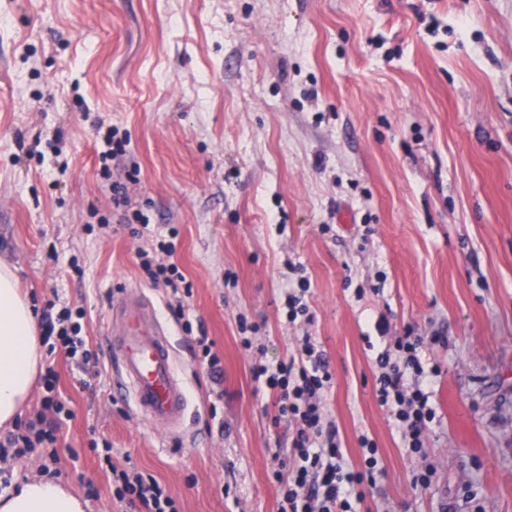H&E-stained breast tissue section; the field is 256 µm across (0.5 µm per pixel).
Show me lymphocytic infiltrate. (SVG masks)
Segmentation results:
<instances>
[{"label":"lymphocytic infiltrate","mask_w":512,"mask_h":512,"mask_svg":"<svg viewBox=\"0 0 512 512\" xmlns=\"http://www.w3.org/2000/svg\"><path fill=\"white\" fill-rule=\"evenodd\" d=\"M173 243L158 241L154 251H139V268L150 283L168 288L170 305L177 316L185 314V298L191 287L175 264H165L157 253H172ZM83 311L62 308L56 317L46 318L45 336L50 352H61L79 367L93 357L82 334ZM376 397L403 439L407 456L420 458L436 409L431 402L430 384L440 367L430 362L422 337L404 330L391 337L375 359ZM251 377L257 390L273 398L279 418L294 425L291 462L287 472H274L279 485L278 512H356L369 489L375 486L383 467L375 443L360 435L362 459L351 464L345 457L339 431L327 421L323 406L325 393L333 386L323 350L314 337L304 336L295 354L274 362L255 360ZM45 394L42 409L25 423L23 430L10 434L0 445V464L32 452H40L45 472L55 471L58 453V425L46 422L47 410L63 411L55 368L42 377ZM114 496L137 507L139 512H178L174 499L152 475L135 470H113Z\"/></svg>","instance_id":"lymphocytic-infiltrate-1"}]
</instances>
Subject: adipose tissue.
<instances>
[{
	"mask_svg": "<svg viewBox=\"0 0 512 512\" xmlns=\"http://www.w3.org/2000/svg\"><path fill=\"white\" fill-rule=\"evenodd\" d=\"M44 366L35 315L19 292L14 270L0 265V428L14 426ZM0 512H85L81 497L51 479L19 484L0 496Z\"/></svg>",
	"mask_w": 512,
	"mask_h": 512,
	"instance_id": "1",
	"label": "adipose tissue"
}]
</instances>
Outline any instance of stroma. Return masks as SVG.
I'll return each instance as SVG.
<instances>
[{
  "label": "stroma",
  "mask_w": 512,
  "mask_h": 512,
  "mask_svg": "<svg viewBox=\"0 0 512 512\" xmlns=\"http://www.w3.org/2000/svg\"><path fill=\"white\" fill-rule=\"evenodd\" d=\"M100 121L126 132L134 174L104 179ZM138 210L139 235L123 222ZM172 228L193 284L181 320L137 266ZM0 260L36 313L85 312L97 368H55L73 413L56 479L86 512H132L110 462L179 512H277L292 429L255 390L241 316L268 361L319 342L350 462L359 434L379 448L370 512H512V0H0ZM302 275L313 320L292 323ZM128 293L168 328L183 438L113 386ZM382 324L437 339L422 489L375 396L365 339ZM291 290L286 298V318L290 322H295L298 315H301L310 320L308 305L305 301V297L310 290L309 281L301 277L297 281V288H292Z\"/></svg>",
  "instance_id": "obj_1"
}]
</instances>
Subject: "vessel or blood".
<instances>
[{"instance_id": "1", "label": "vessel or blood", "mask_w": 512, "mask_h": 512, "mask_svg": "<svg viewBox=\"0 0 512 512\" xmlns=\"http://www.w3.org/2000/svg\"><path fill=\"white\" fill-rule=\"evenodd\" d=\"M112 350L119 361L117 390L129 392L141 416L179 435L188 402L167 329L150 300L129 295L112 310Z\"/></svg>"}]
</instances>
